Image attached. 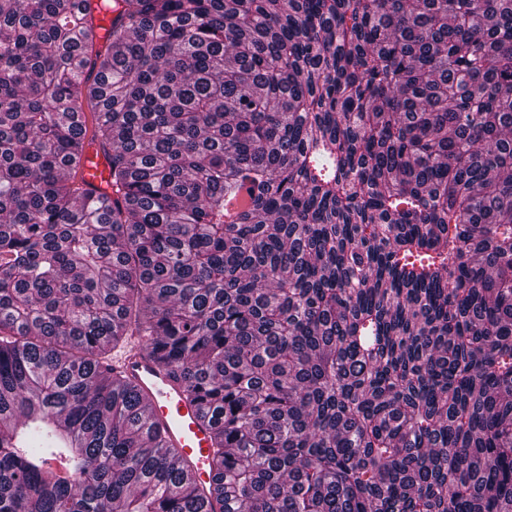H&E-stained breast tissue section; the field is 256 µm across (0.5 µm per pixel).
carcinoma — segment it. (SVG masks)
Here are the masks:
<instances>
[{
    "mask_svg": "<svg viewBox=\"0 0 512 512\" xmlns=\"http://www.w3.org/2000/svg\"><path fill=\"white\" fill-rule=\"evenodd\" d=\"M0 512H512V0H0ZM82 176L84 181L91 187L95 188V193L100 190L107 191L105 182L108 180V163L101 151L91 147L87 150L86 160L82 167ZM89 186H85L89 188ZM123 378L139 392L153 423L160 427L169 448L188 465L197 486L203 490L212 481L213 426L203 416L198 402L188 398L180 377L162 367L137 341L114 363Z\"/></svg>",
    "mask_w": 512,
    "mask_h": 512,
    "instance_id": "cac0c4a2",
    "label": "carcinoma"
}]
</instances>
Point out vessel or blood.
<instances>
[{
  "mask_svg": "<svg viewBox=\"0 0 512 512\" xmlns=\"http://www.w3.org/2000/svg\"><path fill=\"white\" fill-rule=\"evenodd\" d=\"M82 176L95 190L104 189L108 163L96 148L88 149ZM114 367L137 388L151 420L160 427L178 459L188 465L197 486L207 488L212 481L213 427L199 403L187 397L180 377L172 369L161 366L137 343L116 359Z\"/></svg>",
  "mask_w": 512,
  "mask_h": 512,
  "instance_id": "vessel-or-blood-1",
  "label": "vessel or blood"
}]
</instances>
